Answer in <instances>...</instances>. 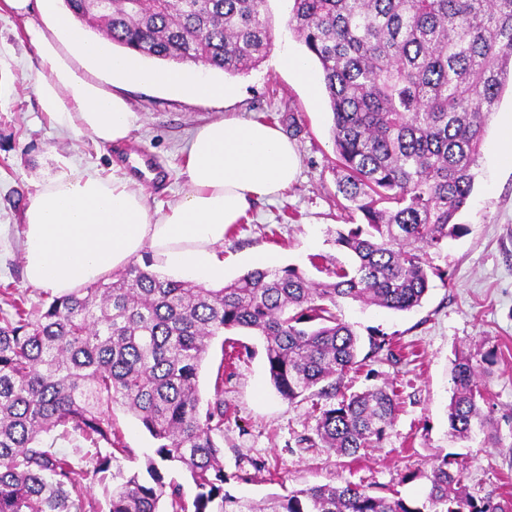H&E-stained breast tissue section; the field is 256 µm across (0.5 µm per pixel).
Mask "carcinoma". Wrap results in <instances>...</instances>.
I'll return each instance as SVG.
<instances>
[{
    "instance_id": "cac0c4a2",
    "label": "carcinoma",
    "mask_w": 512,
    "mask_h": 512,
    "mask_svg": "<svg viewBox=\"0 0 512 512\" xmlns=\"http://www.w3.org/2000/svg\"><path fill=\"white\" fill-rule=\"evenodd\" d=\"M269 0H63L71 16L139 56L201 64L228 75L263 61L273 45ZM289 32L318 64L340 168L337 206L362 223L337 232L351 257L316 282L296 265L257 267L221 288L175 280L132 263L108 282L55 296L37 314L14 302L0 318V512H101L78 494L74 466L43 439L74 432L95 449L91 477L112 483L107 512H509L463 489V468L443 457L422 500L334 482L266 502L224 491V366L201 406L199 372L212 339L245 329L264 340L270 382L285 400L313 388L317 439L355 459L376 448L398 414L388 384L345 393L363 363L340 299L410 311L421 305L440 250L461 225L486 129L512 81V0H291ZM476 354L451 370L449 433L497 442ZM136 417L154 441L145 469L128 458L112 412ZM182 468L195 486L188 510Z\"/></svg>"
}]
</instances>
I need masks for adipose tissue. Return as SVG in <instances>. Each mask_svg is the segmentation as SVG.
<instances>
[{
	"instance_id": "1",
	"label": "adipose tissue",
	"mask_w": 512,
	"mask_h": 512,
	"mask_svg": "<svg viewBox=\"0 0 512 512\" xmlns=\"http://www.w3.org/2000/svg\"><path fill=\"white\" fill-rule=\"evenodd\" d=\"M55 35L27 30L45 74L36 86L43 112L63 131L78 129L117 144L139 120L127 98L106 91V74L158 85L178 98L223 99L220 83L190 81L177 70L147 67L136 54L113 53L74 25L59 0H35ZM300 157L277 127L223 116L197 127L187 143L189 188L162 213H151L135 178L69 166L49 180L24 216V276L63 296L87 287L149 252L155 268L224 276L219 252L252 203L281 195L296 180Z\"/></svg>"
}]
</instances>
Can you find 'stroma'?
<instances>
[{"label": "stroma", "instance_id": "stroma-1", "mask_svg": "<svg viewBox=\"0 0 512 512\" xmlns=\"http://www.w3.org/2000/svg\"><path fill=\"white\" fill-rule=\"evenodd\" d=\"M290 9L289 0H270L273 47L257 68L230 76L183 65V72L195 79L224 83L229 91L224 100L175 98L157 86L125 85L140 121L129 140L111 147L94 143L88 134L54 128L35 94L44 70L25 32L29 26L49 29L50 23L35 10L23 19L0 11V316L12 314V302L19 297L33 313L52 299L49 291L24 279L22 228L31 198L59 170L77 164L108 174L125 165L129 154L148 150L165 177L160 185L147 187V205L154 212L167 210L187 188L185 144L191 132L226 114L283 131L289 118H296L301 167L282 196L254 204L243 230L225 238L219 254L225 280L255 268L260 254L269 265L304 269L314 255L328 264L344 260L334 243L337 231L347 227V215L335 204L328 106L325 99H313L308 86L280 64L283 53H304L286 27ZM511 119L512 91L507 89L486 130L473 194L456 217L464 229L429 255L440 273L431 277L421 307L393 312L349 300L338 303L337 314L353 326L359 353L367 358L366 371L349 374L346 385L361 391L385 382L400 399L381 447L362 450L352 462L302 444V437L315 433L317 396L282 399L270 384L263 343L250 333L228 331L213 340L199 386L204 400H213L215 376H224V470L232 476L224 486L227 493L259 501L333 481L358 484L378 495L397 488L403 496L420 498L425 480L402 486L400 473L429 471L445 456L463 465L471 495L497 500L512 493V160L496 151ZM382 338L391 343L393 356L371 354V340ZM225 340L241 355L236 366L223 371L219 363ZM470 351L494 354L493 363L480 367L498 435L493 446L479 435L460 441L448 433L452 363L457 354ZM114 419L132 451L124 468H140L153 446L148 432L122 408H115ZM45 445L70 455L83 497L104 501L103 484L87 476L91 457L78 434L49 438Z\"/></svg>", "mask_w": 512, "mask_h": 512}]
</instances>
